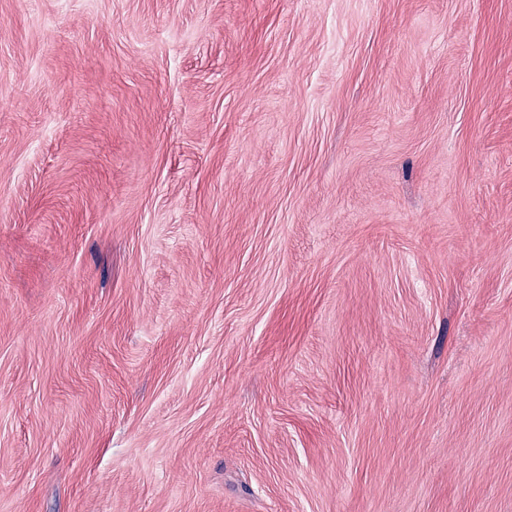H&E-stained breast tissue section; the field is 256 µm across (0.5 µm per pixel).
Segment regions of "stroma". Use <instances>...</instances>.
<instances>
[{
	"instance_id": "obj_1",
	"label": "stroma",
	"mask_w": 512,
	"mask_h": 512,
	"mask_svg": "<svg viewBox=\"0 0 512 512\" xmlns=\"http://www.w3.org/2000/svg\"><path fill=\"white\" fill-rule=\"evenodd\" d=\"M0 512H512V0H0Z\"/></svg>"
}]
</instances>
